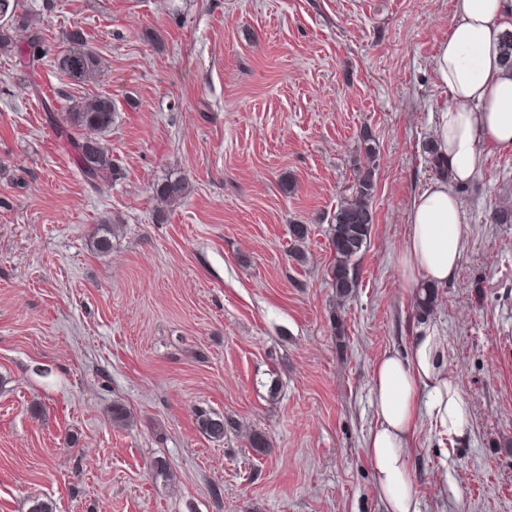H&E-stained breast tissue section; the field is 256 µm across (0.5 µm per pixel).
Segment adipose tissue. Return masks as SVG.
Returning a JSON list of instances; mask_svg holds the SVG:
<instances>
[{"mask_svg":"<svg viewBox=\"0 0 512 512\" xmlns=\"http://www.w3.org/2000/svg\"><path fill=\"white\" fill-rule=\"evenodd\" d=\"M509 30L512 0H452L448 36L434 56L450 96L433 138L448 175L409 204V233L398 256L408 287L423 281L442 286L454 278L468 246L457 187L479 172L487 149L512 146V70L500 55ZM445 354L444 336L427 320L416 323L407 353L385 352L374 365L375 424L366 451L384 512H421L408 464L421 419L452 440L463 437L469 423Z\"/></svg>","mask_w":512,"mask_h":512,"instance_id":"adipose-tissue-1","label":"adipose tissue"}]
</instances>
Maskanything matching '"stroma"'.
Segmentation results:
<instances>
[{
  "mask_svg": "<svg viewBox=\"0 0 512 512\" xmlns=\"http://www.w3.org/2000/svg\"><path fill=\"white\" fill-rule=\"evenodd\" d=\"M42 3L19 0L54 45L81 27L102 71L74 85L0 53V512H382L371 377L416 320L397 257L411 198L438 177L451 0ZM88 94L117 105L106 144L124 172L95 189L63 124ZM368 141L374 224L340 306L332 224ZM170 177L188 196L162 211L153 187ZM459 194L470 244L433 320L469 427L449 455L422 422L409 465L422 512H512V224L490 219L512 199V148L489 149ZM202 411L230 422L223 440Z\"/></svg>",
  "mask_w": 512,
  "mask_h": 512,
  "instance_id": "35a3bbf8",
  "label": "stroma"
}]
</instances>
